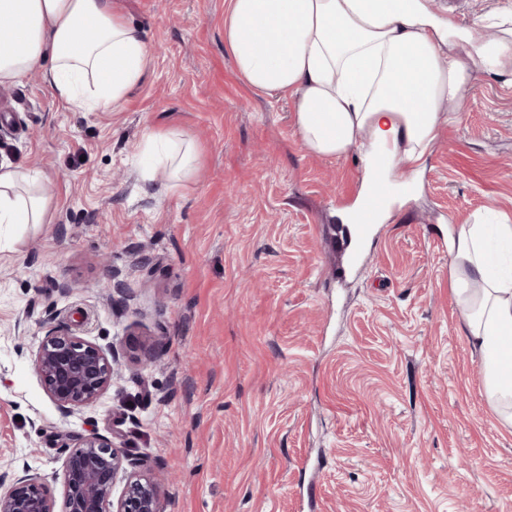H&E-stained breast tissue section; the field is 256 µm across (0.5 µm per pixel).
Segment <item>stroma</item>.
<instances>
[{
    "label": "stroma",
    "instance_id": "1",
    "mask_svg": "<svg viewBox=\"0 0 512 512\" xmlns=\"http://www.w3.org/2000/svg\"><path fill=\"white\" fill-rule=\"evenodd\" d=\"M151 61L122 111L0 99V162L51 178L42 224H0V476L67 512V435L147 457L164 512H512V428L488 402L440 238L512 221V74L476 73L409 204L349 243L355 154L301 143L289 99L224 48L228 0H112ZM484 31L512 0H433ZM193 146L142 178L145 127ZM118 356L62 416L35 356L48 329Z\"/></svg>",
    "mask_w": 512,
    "mask_h": 512
}]
</instances>
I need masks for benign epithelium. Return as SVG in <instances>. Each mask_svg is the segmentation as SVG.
Returning <instances> with one entry per match:
<instances>
[{
	"instance_id": "benign-epithelium-1",
	"label": "benign epithelium",
	"mask_w": 512,
	"mask_h": 512,
	"mask_svg": "<svg viewBox=\"0 0 512 512\" xmlns=\"http://www.w3.org/2000/svg\"><path fill=\"white\" fill-rule=\"evenodd\" d=\"M116 354L78 336L49 329L35 357L45 391L59 412L67 416L95 402L112 385ZM72 449L62 469V486L69 512H164L158 484L127 474V468L145 467L131 449L91 432L69 437ZM127 475L124 494L112 500L118 475ZM50 488L29 473L10 483L0 479V512H55Z\"/></svg>"
}]
</instances>
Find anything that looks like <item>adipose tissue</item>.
I'll return each mask as SVG.
<instances>
[{"label":"adipose tissue","mask_w":512,"mask_h":512,"mask_svg":"<svg viewBox=\"0 0 512 512\" xmlns=\"http://www.w3.org/2000/svg\"><path fill=\"white\" fill-rule=\"evenodd\" d=\"M500 36L472 40L440 21L430 0H229L224 45L253 91L290 98L294 124L311 152H357L360 198L381 223L398 198V161L417 179L473 74L512 71V15ZM150 44L112 0H0V84L33 71L52 96L90 112H117L145 73ZM46 175L0 164V224H40L49 205ZM453 290L467 313L468 338L484 369L485 392L512 427V224L448 230Z\"/></svg>","instance_id":"obj_1"}]
</instances>
